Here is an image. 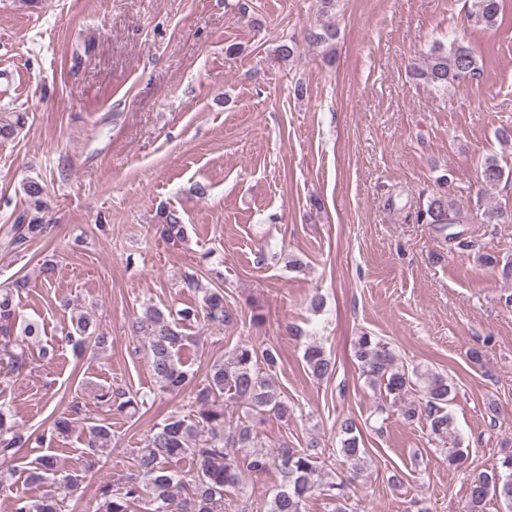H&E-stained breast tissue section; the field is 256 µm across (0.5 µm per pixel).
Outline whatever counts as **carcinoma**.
<instances>
[{"mask_svg":"<svg viewBox=\"0 0 512 512\" xmlns=\"http://www.w3.org/2000/svg\"><path fill=\"white\" fill-rule=\"evenodd\" d=\"M499 0H471L467 20L480 28L498 24ZM427 84L440 89L460 83L478 82L483 69L470 45L453 40L448 45L437 43L427 62L414 71ZM21 115L0 113V139H9L20 127ZM505 176L504 167L495 157L482 165L483 182L494 186ZM161 234L168 239H182L185 225L174 210L160 211ZM416 220L430 224L445 233L444 240L453 241L459 233L451 231L464 223V216L448 195L440 193L425 210L416 212ZM48 225L39 217L30 220L19 217L0 244L14 249L24 242L41 238ZM188 288L202 293V306L176 311H163L146 306L131 326L134 336L142 339L147 348L149 366L155 382L171 394L179 393L191 380V375L178 357L185 336L181 324L204 316L217 325L230 324L235 317L224 308V291L203 288L194 277L185 278ZM19 281L0 285V351L10 360L13 370L28 366L27 349L38 342L40 325L36 322L19 324L20 315L14 301ZM85 317L64 333V340L81 351L89 346L104 344L105 337L90 331ZM352 358L360 376L369 387L379 390L400 404V415L412 423L425 420L431 440L448 446V467H458L468 457V449L458 435L455 421L448 412L452 386L448 378L426 367L404 365L390 342L363 332L352 343ZM303 359L308 374L324 380L335 371V360L320 344L309 341ZM281 361L280 352L273 346L257 349L241 341L223 358L214 361L196 392L197 410L191 421L176 412L155 423L148 431L145 446L136 455V469L116 486L110 482L100 488L96 512H224V496L238 490L246 478L275 472L280 477L277 491L269 501L268 512H306L312 493L318 492L332 505L331 512H347L345 491L368 465V450L362 447V430L357 422L344 417L336 422L339 454L351 477L326 482L317 448L311 438L302 448L284 446L276 451L263 449L254 422L274 417L288 420V397L273 378ZM416 391L419 400L405 395ZM98 400L114 415H123L137 405L136 396L124 389L103 387ZM229 406L244 408L242 419L229 420ZM85 411L74 404L67 414L57 416L50 426L34 435L22 427L10 409L0 403V495L9 499L11 512H59L60 502L81 494L85 471L62 470L55 456L38 455L28 462L29 479L50 485V490L32 499L14 487L11 465L21 448H49L56 438L65 436L83 421ZM83 445L90 457H98L112 442L111 424L100 419L84 421ZM189 459L192 469L184 474L172 468V463ZM496 500L504 512H512V452L503 456L500 465L473 476L470 483L466 512H484L486 502Z\"/></svg>","mask_w":512,"mask_h":512,"instance_id":"obj_1","label":"carcinoma"}]
</instances>
